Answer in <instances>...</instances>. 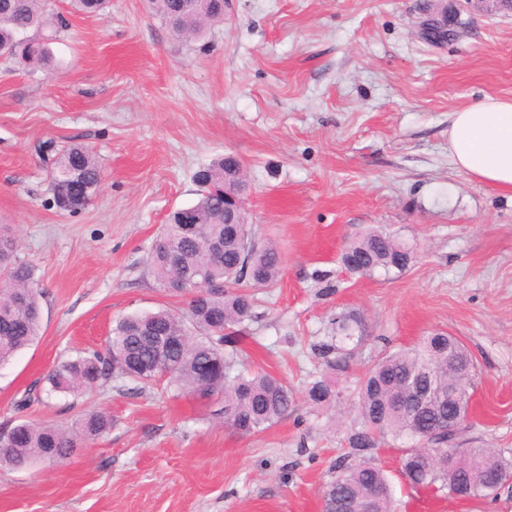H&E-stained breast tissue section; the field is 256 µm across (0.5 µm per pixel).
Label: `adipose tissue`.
<instances>
[{
  "label": "adipose tissue",
  "mask_w": 512,
  "mask_h": 512,
  "mask_svg": "<svg viewBox=\"0 0 512 512\" xmlns=\"http://www.w3.org/2000/svg\"><path fill=\"white\" fill-rule=\"evenodd\" d=\"M448 152L458 171L512 197V99L487 96L451 112Z\"/></svg>",
  "instance_id": "1"
}]
</instances>
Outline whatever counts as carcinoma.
<instances>
[{
  "instance_id": "obj_1",
  "label": "carcinoma",
  "mask_w": 512,
  "mask_h": 512,
  "mask_svg": "<svg viewBox=\"0 0 512 512\" xmlns=\"http://www.w3.org/2000/svg\"><path fill=\"white\" fill-rule=\"evenodd\" d=\"M48 0H0V55L24 65L45 64L49 44L68 28L66 17L51 13ZM84 14L102 15L109 0H72ZM152 12L176 37L201 34L206 23L224 22L223 4L215 2L205 17L187 15L181 0H146ZM83 156L81 167L72 157ZM199 199L193 205L199 224L189 232L180 214H171L150 254V267L160 288L187 301L186 314L168 309L128 315L112 327L104 350H94L58 364L48 376L53 391L85 393L120 379L140 393L151 384L167 382L171 390L203 399L224 396V423L242 434L268 429L288 415L294 403L288 384L266 372L249 373L235 368L233 353L224 350L232 337L224 330L252 317V296L242 289L237 274L248 270L253 287H272L281 274L280 252L258 243L251 231H235L224 223V157L197 172ZM101 182V168L90 151L73 144L54 161V205L89 204ZM405 244L381 230H370L344 249L364 258V273L404 270L399 265ZM15 241L0 232V363L38 339L39 298L33 268L15 258ZM222 282L224 292L194 289L188 277ZM158 336H178L179 344L158 358ZM363 327L355 314L336 318V335L319 345L318 352L330 367H341L351 349L361 342ZM474 376L476 365L467 348L444 332L423 337L415 346L387 353L371 365L359 381L356 407L359 428L348 436L350 451L338 458L335 476L323 492L324 512H393V493L386 475L375 463L377 449L387 440L406 439L413 445L401 449L402 474L413 487L434 486L453 495L467 488L482 471L512 475V459L492 448H464L440 423L454 411L448 402V386L459 382L457 369ZM431 383V405L418 408L415 393ZM316 406L331 403L334 391L325 380L308 388ZM112 429V417L104 411H86L77 427L66 430L53 424L20 422L0 433V467H23L35 460L69 457L76 449Z\"/></svg>"
}]
</instances>
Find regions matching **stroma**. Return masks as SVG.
<instances>
[{
    "mask_svg": "<svg viewBox=\"0 0 512 512\" xmlns=\"http://www.w3.org/2000/svg\"><path fill=\"white\" fill-rule=\"evenodd\" d=\"M430 2L232 0L223 24L179 40L144 0H110L105 16L69 15L50 69L0 59V225L44 292L38 341L0 364V430L71 428L88 409L112 417L64 461L1 467L0 512H322L358 378L436 331L477 366L461 443L512 458V197L448 153L450 112L512 98V14L460 13L459 36L437 48L416 34ZM72 144L92 152L102 181L66 212L51 161ZM229 153L244 164L256 239L282 257L278 282L254 289L252 318L230 329L232 350L239 369L287 380V417L242 435L220 418V396L134 394L116 380L20 409L117 319L181 309L148 258L170 212L196 202V172ZM371 228L413 245L404 271L340 265ZM350 313L364 338L329 369L316 348ZM321 378L336 394L328 409L306 400ZM400 457L394 445L378 453L397 512H512L511 486L490 504L415 489Z\"/></svg>",
    "mask_w": 512,
    "mask_h": 512,
    "instance_id": "obj_1",
    "label": "stroma"
}]
</instances>
